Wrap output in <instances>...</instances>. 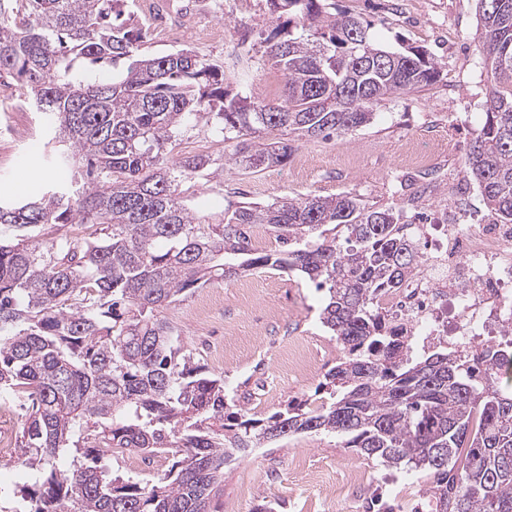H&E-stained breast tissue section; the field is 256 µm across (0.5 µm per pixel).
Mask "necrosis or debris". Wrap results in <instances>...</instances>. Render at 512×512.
I'll return each instance as SVG.
<instances>
[{
	"label": "necrosis or debris",
	"mask_w": 512,
	"mask_h": 512,
	"mask_svg": "<svg viewBox=\"0 0 512 512\" xmlns=\"http://www.w3.org/2000/svg\"><path fill=\"white\" fill-rule=\"evenodd\" d=\"M469 191L453 187L457 199ZM457 199L421 225L417 274L378 306L407 319L423 342L470 354L512 343V225L458 223Z\"/></svg>",
	"instance_id": "4bbe7bcc"
}]
</instances>
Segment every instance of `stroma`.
Masks as SVG:
<instances>
[{"label":"stroma","mask_w":512,"mask_h":512,"mask_svg":"<svg viewBox=\"0 0 512 512\" xmlns=\"http://www.w3.org/2000/svg\"><path fill=\"white\" fill-rule=\"evenodd\" d=\"M184 2L179 24L194 25L202 16L222 25L223 39L186 46L224 71L229 92L255 100L280 93L284 76L265 54V39L277 25L266 0ZM327 7L370 24L381 43L402 41L432 52L439 82L388 98L373 121L331 141H299L286 164L255 173L228 164L218 177H198L199 194L187 198L188 207L218 212L234 198L270 204L312 191L350 192L371 205L401 208L411 224L417 213L434 216L447 204L448 189L441 186L417 208L403 206L410 175L400 161L423 149L451 173H464L484 123L487 89L473 40L477 0H327ZM243 43L252 58L245 66L250 75L239 84L232 76L243 67ZM48 138L36 113L14 111L12 102L0 99V197L22 200L57 180L45 161ZM167 151L172 160L190 152L217 156L225 144L200 124L187 127ZM324 305V292L302 275L259 269L192 290L166 316L193 365L222 377L247 418L265 420L293 401L320 406L324 374L341 355L321 323ZM430 488L427 472L365 458L335 434L301 433L226 465L209 512H370L380 501L396 512H434Z\"/></svg>","instance_id":"obj_1"}]
</instances>
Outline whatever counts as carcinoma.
<instances>
[{"label": "carcinoma", "instance_id": "obj_1", "mask_svg": "<svg viewBox=\"0 0 512 512\" xmlns=\"http://www.w3.org/2000/svg\"><path fill=\"white\" fill-rule=\"evenodd\" d=\"M326 0H267L306 36L276 29L266 53L279 99L229 96L191 49L152 54L127 0H0V72L56 125L50 163L68 177L21 201L0 199V391L31 399L16 464L26 512H207L224 466L299 433L395 467L424 468L443 512H512V351L478 366L444 347L414 359L405 323L380 311L405 286L417 246L396 207L351 192H311L219 213L184 203V183L224 171L205 153L167 157L191 125L233 142L227 162L260 171L301 139L368 124L386 98L423 91L440 70L424 49L381 45L369 25ZM474 41L486 71L485 122L466 176L497 221L512 224V0H478ZM263 226L285 249L255 251ZM341 229L330 236L324 227ZM274 268L327 290L322 324L343 356L325 375L329 401L290 404L264 423L224 422V379L190 367L164 316L179 296ZM165 454L154 482L112 477L115 449Z\"/></svg>", "mask_w": 512, "mask_h": 512}]
</instances>
